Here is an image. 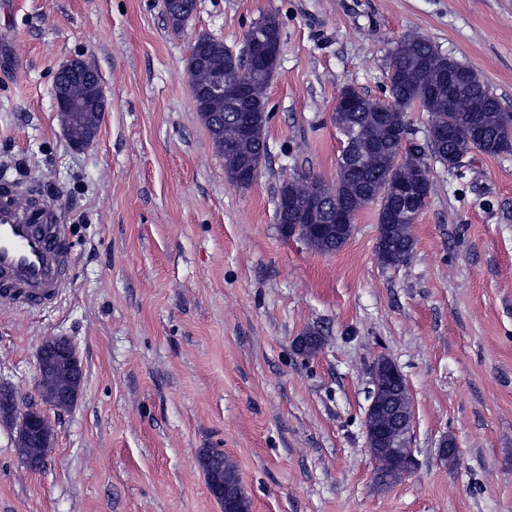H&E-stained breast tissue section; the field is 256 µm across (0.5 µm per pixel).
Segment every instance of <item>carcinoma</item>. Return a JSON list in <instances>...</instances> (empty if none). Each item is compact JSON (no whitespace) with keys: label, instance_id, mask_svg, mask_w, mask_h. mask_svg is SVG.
<instances>
[{"label":"carcinoma","instance_id":"1","mask_svg":"<svg viewBox=\"0 0 512 512\" xmlns=\"http://www.w3.org/2000/svg\"><path fill=\"white\" fill-rule=\"evenodd\" d=\"M196 0H165V9L172 27L181 29L195 11ZM269 39L281 42V24L277 15L268 13L258 20ZM190 59L208 60L224 66V86L234 89L242 84L249 91V106L244 112L249 130L237 143V151L224 154L226 136L239 131L235 113L226 103L216 101L211 111L216 113V123L208 128L210 137L219 153L224 155L227 177L243 163L262 161L268 154L265 137L267 89L277 73V67L252 56L238 55L224 43L203 37L189 46ZM358 102L355 112H336L334 122L342 134L374 144L365 162L355 164L346 158V151L338 156L336 187L315 179L325 199L331 206L343 197L353 215L375 201L376 189L387 184H419L429 177V161L435 159L443 165L458 156L477 150L486 155L498 156L512 152V113L502 109L498 97L479 74L470 66L442 53L431 41L406 36L389 52L386 101L380 103L351 88ZM428 113L431 125L428 142L417 144L407 151V163L393 167L392 159L400 145L394 130L408 125L407 114L413 108ZM448 130L442 136L440 129ZM309 178L297 174L284 181L288 190L297 198L306 194ZM379 206L394 213L395 220L378 224L375 252L384 267H398L410 261L415 252L416 240L413 224L423 202L414 204L388 194ZM331 240L316 238L308 246L319 253L339 251L351 236L352 229L345 225H332ZM323 338L316 329H307L298 340V350L306 357H313L321 349ZM378 460L377 484L388 487L401 479L392 464L391 456L383 451L374 454ZM202 465L210 482L240 483L236 470L223 452L208 450L203 454Z\"/></svg>","mask_w":512,"mask_h":512}]
</instances>
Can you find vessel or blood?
Masks as SVG:
<instances>
[{
    "mask_svg": "<svg viewBox=\"0 0 512 512\" xmlns=\"http://www.w3.org/2000/svg\"><path fill=\"white\" fill-rule=\"evenodd\" d=\"M39 216L21 218L8 204L0 205V273L13 282L0 292V303L40 308L55 302L70 287V240L65 233L44 235Z\"/></svg>",
    "mask_w": 512,
    "mask_h": 512,
    "instance_id": "1",
    "label": "vessel or blood"
}]
</instances>
